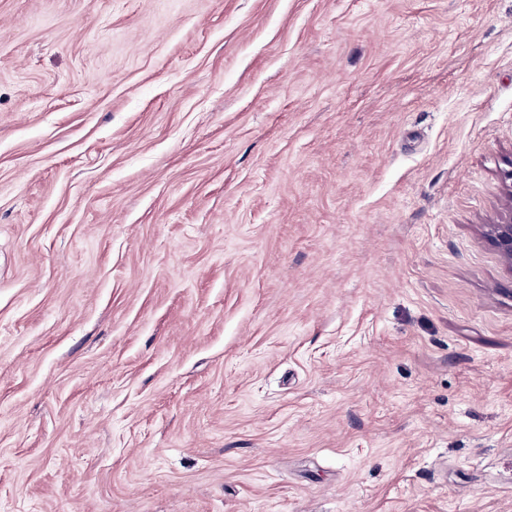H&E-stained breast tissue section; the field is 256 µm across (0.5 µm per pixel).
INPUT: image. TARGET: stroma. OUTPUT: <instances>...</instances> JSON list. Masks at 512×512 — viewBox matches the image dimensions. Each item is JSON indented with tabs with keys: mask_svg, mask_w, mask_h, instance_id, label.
<instances>
[{
	"mask_svg": "<svg viewBox=\"0 0 512 512\" xmlns=\"http://www.w3.org/2000/svg\"><path fill=\"white\" fill-rule=\"evenodd\" d=\"M512 0H0V512H512ZM501 257L512 266V209L497 224H489V233Z\"/></svg>",
	"mask_w": 512,
	"mask_h": 512,
	"instance_id": "stroma-1",
	"label": "stroma"
}]
</instances>
